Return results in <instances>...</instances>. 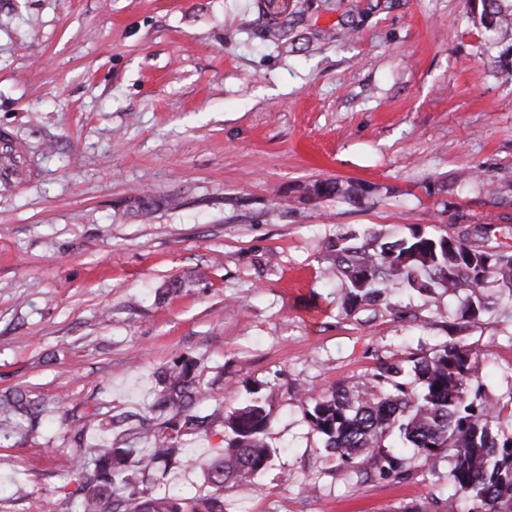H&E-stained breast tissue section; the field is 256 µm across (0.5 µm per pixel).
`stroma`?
I'll return each instance as SVG.
<instances>
[{"label": "stroma", "instance_id": "obj_1", "mask_svg": "<svg viewBox=\"0 0 512 512\" xmlns=\"http://www.w3.org/2000/svg\"><path fill=\"white\" fill-rule=\"evenodd\" d=\"M468 0H304L266 41L257 0H0V393L44 408L0 440V512H59V452L137 426L160 366L195 361L202 412L259 396L275 454L228 512H414L448 465L406 478L340 465L298 391L430 354L460 323L486 391L512 399V300L393 291L405 318L348 315L325 244L369 227L479 234L512 251V74ZM361 203L307 202L316 180ZM158 205L138 213L135 197ZM197 283L160 296L171 278ZM96 414L97 423L84 419ZM224 430L154 478L184 495ZM368 189L369 187L363 184L350 183L343 186L334 180H318L306 185L303 193L308 196L313 195L314 201L342 197L351 202H360L374 192V189L372 191Z\"/></svg>", "mask_w": 512, "mask_h": 512}]
</instances>
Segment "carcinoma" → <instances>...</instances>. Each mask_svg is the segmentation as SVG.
Instances as JSON below:
<instances>
[{
  "label": "carcinoma",
  "instance_id": "1",
  "mask_svg": "<svg viewBox=\"0 0 512 512\" xmlns=\"http://www.w3.org/2000/svg\"><path fill=\"white\" fill-rule=\"evenodd\" d=\"M490 40L512 55V0H468ZM266 34L280 39L285 20L296 14L291 0H258ZM303 193L316 200L342 197L359 202L371 195L363 184L346 186L334 180L306 185ZM332 273L345 283L341 308L345 314L364 305H380L403 317L386 288L402 284L421 295L442 290L458 294L464 318L491 310L485 293L491 282L512 298V252L497 250L463 233L434 235L416 225L398 236L369 232L340 235L326 244ZM160 390L147 414L166 416L160 424L142 423L117 434L118 446L107 439L95 448L80 449L82 462L64 454L57 468L70 476V492L78 512H226L224 489L247 487L272 457L265 441L269 414L255 399L228 413L201 414L197 405L207 390L191 362L175 363L157 373ZM477 357L459 339L442 342L430 355L384 363L366 381L304 397L312 403L309 418L324 448L349 463L374 460L382 472L407 474L415 465L449 462L454 493L445 502L428 500L415 512H512V433L500 426L504 405L480 383ZM0 414L12 420L9 433L25 437L41 422V404L21 391L0 394ZM224 426V447L201 461L204 490L187 497L176 489L157 492L150 472L159 464L176 463L184 437L209 435Z\"/></svg>",
  "mask_w": 512,
  "mask_h": 512
}]
</instances>
